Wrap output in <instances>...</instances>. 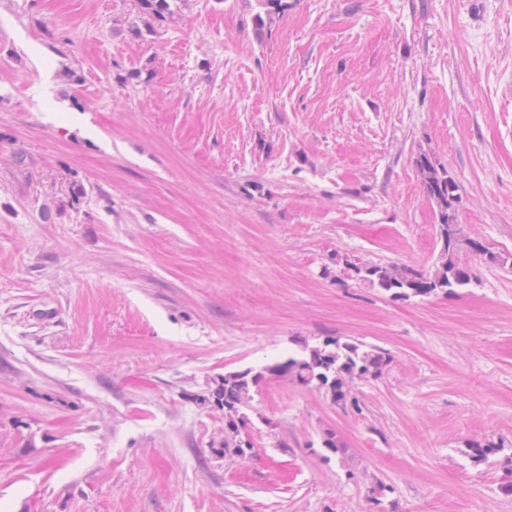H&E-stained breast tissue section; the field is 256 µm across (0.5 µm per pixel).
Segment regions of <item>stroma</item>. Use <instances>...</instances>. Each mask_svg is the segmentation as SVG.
Listing matches in <instances>:
<instances>
[{"mask_svg":"<svg viewBox=\"0 0 512 512\" xmlns=\"http://www.w3.org/2000/svg\"><path fill=\"white\" fill-rule=\"evenodd\" d=\"M171 7L0 0V512H512V0ZM422 154L501 261L396 299ZM329 336L390 354L362 412L273 376L223 456L224 374Z\"/></svg>","mask_w":512,"mask_h":512,"instance_id":"35a3bbf8","label":"stroma"}]
</instances>
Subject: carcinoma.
I'll list each match as a JSON object with an SVG mask.
<instances>
[{
    "label": "carcinoma",
    "instance_id": "carcinoma-1",
    "mask_svg": "<svg viewBox=\"0 0 512 512\" xmlns=\"http://www.w3.org/2000/svg\"><path fill=\"white\" fill-rule=\"evenodd\" d=\"M137 3L141 13L153 20H164L171 13L169 0H137ZM416 166L425 191L439 205L438 229L443 243L440 265L430 272L391 262L354 266L359 280L393 298L426 296L439 290L452 293L473 282L470 270L454 259L462 242L453 208L458 185L446 170L438 168L425 155L416 159ZM388 362L389 353L381 347L328 337L316 347L304 348L301 357L291 356L258 371L245 369L225 373L214 392V401L224 408V456L246 458L253 453V445L241 437V432L247 426L245 410L250 407L251 390L266 378L286 376L304 387L321 391L344 410L358 411L360 400L353 391V384L357 380L378 378ZM468 448L476 461H486L499 452L498 447L481 440L471 442Z\"/></svg>",
    "mask_w": 512,
    "mask_h": 512
}]
</instances>
